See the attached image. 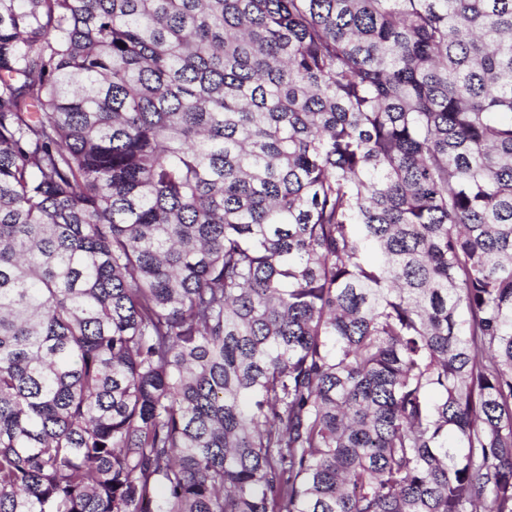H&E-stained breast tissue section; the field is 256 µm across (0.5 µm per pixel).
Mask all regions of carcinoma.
I'll use <instances>...</instances> for the list:
<instances>
[{
	"instance_id": "carcinoma-1",
	"label": "carcinoma",
	"mask_w": 512,
	"mask_h": 512,
	"mask_svg": "<svg viewBox=\"0 0 512 512\" xmlns=\"http://www.w3.org/2000/svg\"><path fill=\"white\" fill-rule=\"evenodd\" d=\"M0 512H512V0H0Z\"/></svg>"
}]
</instances>
